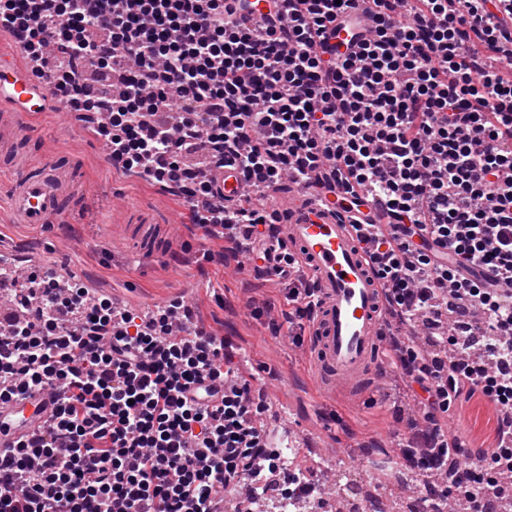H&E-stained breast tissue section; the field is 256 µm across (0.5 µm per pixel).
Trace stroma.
<instances>
[{
  "label": "stroma",
  "mask_w": 512,
  "mask_h": 512,
  "mask_svg": "<svg viewBox=\"0 0 512 512\" xmlns=\"http://www.w3.org/2000/svg\"><path fill=\"white\" fill-rule=\"evenodd\" d=\"M93 112H63L58 103L30 114L16 129L10 155H0V252L18 257L23 268H52L75 278L90 293L147 312L179 297L199 322L230 338L237 363L255 376L252 396L265 410L261 424L273 432L287 423L299 438L306 474L342 471L371 486L377 497L403 484L422 485L426 476L396 475L395 458L405 446L402 425L420 408L388 360L381 383L326 398L305 355V335L273 333L272 319L286 310L275 284L228 262L207 260L228 248L220 229L205 233L196 224L173 225L187 204L177 188L102 164L106 142ZM69 168L62 208L46 224L15 223L9 206L12 187L25 170L14 157ZM128 224L172 225L156 253L139 255L123 228ZM463 418L450 433H465L474 447H487L497 419L481 396L454 402Z\"/></svg>",
  "instance_id": "stroma-1"
}]
</instances>
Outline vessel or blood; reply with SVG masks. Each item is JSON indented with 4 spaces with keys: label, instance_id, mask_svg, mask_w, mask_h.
<instances>
[{
    "label": "vessel or blood",
    "instance_id": "vessel-or-blood-1",
    "mask_svg": "<svg viewBox=\"0 0 512 512\" xmlns=\"http://www.w3.org/2000/svg\"><path fill=\"white\" fill-rule=\"evenodd\" d=\"M52 97L49 73L37 75L24 70L14 79H0V102L15 112L17 120H24L27 113L45 106ZM65 175L64 168L49 166L17 182L10 193L17 222L46 223L62 200ZM217 188L225 198H237L242 189L238 170L224 168ZM280 229L286 245L318 288L320 303L310 329L307 354L323 394L332 398L381 372V336L385 329L382 290L340 205L300 199L286 210ZM50 414V407L44 406L38 396L0 405V443L45 425Z\"/></svg>",
    "mask_w": 512,
    "mask_h": 512
}]
</instances>
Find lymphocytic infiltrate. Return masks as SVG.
Segmentation results:
<instances>
[{
    "label": "lymphocytic infiltrate",
    "instance_id": "lymphocytic-infiltrate-1",
    "mask_svg": "<svg viewBox=\"0 0 512 512\" xmlns=\"http://www.w3.org/2000/svg\"><path fill=\"white\" fill-rule=\"evenodd\" d=\"M342 0H0V30L25 52H62L49 71L75 110L104 112L116 170L205 201L192 220L219 227L262 261L289 323L318 296L255 194L283 183L344 188L384 203L386 224H354L371 245L392 351L418 387L428 431L416 448L458 488L485 467L512 473V0H368L355 51L330 37ZM236 166L249 193L218 201ZM289 279V278H288ZM0 332V404L58 403L46 430L0 447V512H237L287 466L258 420L252 379L223 337L175 299L150 313L60 287L33 271ZM421 329L422 342L399 338ZM499 413L493 447L461 464L469 440L441 420L462 390Z\"/></svg>",
    "mask_w": 512,
    "mask_h": 512
}]
</instances>
